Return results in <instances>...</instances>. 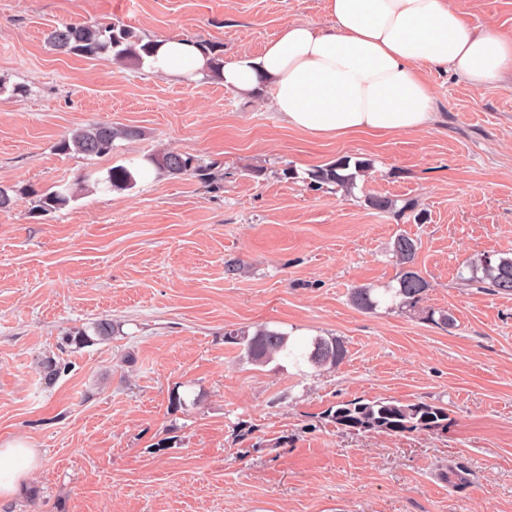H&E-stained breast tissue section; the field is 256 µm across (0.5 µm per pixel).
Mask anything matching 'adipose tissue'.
Masks as SVG:
<instances>
[{
  "label": "adipose tissue",
  "instance_id": "ef3b65f1",
  "mask_svg": "<svg viewBox=\"0 0 512 512\" xmlns=\"http://www.w3.org/2000/svg\"><path fill=\"white\" fill-rule=\"evenodd\" d=\"M328 23H288L257 54L226 58L221 81L244 96L268 88L292 129L320 137L424 130L436 120L425 69L447 68L482 89L512 76V36L469 24L450 0H326ZM146 68L208 74L189 38H162ZM38 464L20 443L0 448V498Z\"/></svg>",
  "mask_w": 512,
  "mask_h": 512
}]
</instances>
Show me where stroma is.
Wrapping results in <instances>:
<instances>
[{"label": "stroma", "instance_id": "stroma-1", "mask_svg": "<svg viewBox=\"0 0 512 512\" xmlns=\"http://www.w3.org/2000/svg\"><path fill=\"white\" fill-rule=\"evenodd\" d=\"M453 4L512 35V0ZM102 18L231 57L327 15L325 0H0V182L18 192L0 212V445L39 461L0 512H512V296L459 277L512 256V78L478 92L434 68L432 127L324 139L285 126L269 92L47 43ZM92 123L140 135L102 157L56 150ZM163 147L217 163L219 188L86 178ZM339 156L374 162L353 195L282 176ZM58 183L74 200L34 212L25 189ZM369 195L417 207L382 213ZM400 234L453 328L351 304L394 281ZM260 324L288 333L292 357L257 366L225 344ZM319 336L344 340V363L307 362ZM380 396L447 405V434L348 433L326 415Z\"/></svg>", "mask_w": 512, "mask_h": 512}]
</instances>
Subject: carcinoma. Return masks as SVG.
Returning <instances> with one entry per match:
<instances>
[{
	"label": "carcinoma",
	"instance_id": "carcinoma-1",
	"mask_svg": "<svg viewBox=\"0 0 512 512\" xmlns=\"http://www.w3.org/2000/svg\"><path fill=\"white\" fill-rule=\"evenodd\" d=\"M47 42L57 51L90 59L103 55L112 56L119 65H141L144 56L154 52L151 43L144 41L134 30L112 21L69 23L48 31ZM140 136L138 129L131 126L90 124L59 140L56 149L62 153H78L85 156H104L112 151L113 142L118 139H132ZM373 168V160L364 158L352 160L341 156L336 160L308 172L309 184L314 187L333 185L346 193L356 187V180L367 175ZM155 177L188 176L200 183L212 184L217 175L211 165L194 157L171 149H158L141 158L134 167L117 166L108 170L101 182L109 191H124L133 188L138 179L147 171ZM27 193L37 198L36 212L50 213L66 208L74 199L70 187L53 185L44 190L28 189ZM367 202L381 212L413 211L416 202L408 199L401 208L394 200L385 196H370ZM399 272L397 286L386 285L383 293L376 294L372 288H354L351 302L360 311L374 313L385 300H390V310L417 315L420 319L446 329L454 325V316L446 310H435L424 306L430 283L416 266L418 242L405 235H398L390 248ZM478 267L482 276L473 279L496 294L512 295V257L493 259L484 256ZM224 342L245 352L250 362L264 366L279 356H287L289 335L266 325L254 329L240 328L224 333ZM347 357L342 339L336 336L318 337L312 341L308 362L316 369H334ZM327 417L337 427L349 432L384 433L397 436L405 433L443 434L448 431V407L439 403L423 401L402 402L387 397L371 399L355 398L338 401L327 410Z\"/></svg>",
	"mask_w": 512,
	"mask_h": 512
}]
</instances>
